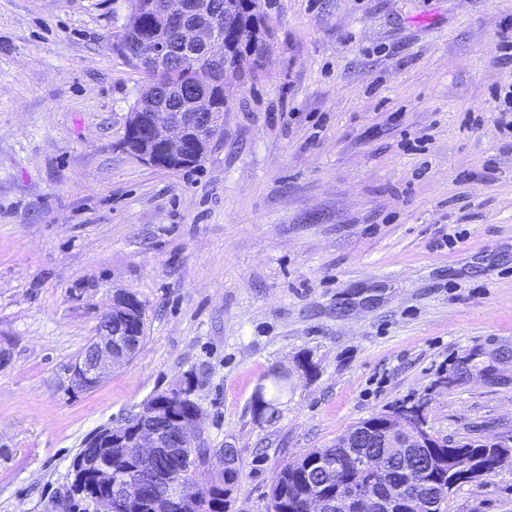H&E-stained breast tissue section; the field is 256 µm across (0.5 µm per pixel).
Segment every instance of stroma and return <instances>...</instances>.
<instances>
[{
  "mask_svg": "<svg viewBox=\"0 0 512 512\" xmlns=\"http://www.w3.org/2000/svg\"><path fill=\"white\" fill-rule=\"evenodd\" d=\"M261 7L222 142L171 171L123 146L146 82L116 46L129 0H0V512H61L86 440L187 374L206 447L238 454L230 512L403 405L512 447V0ZM116 290L146 338L77 390ZM447 512H512V469ZM288 389V375L285 372H274L270 380V390L268 394L272 395L269 399L265 398V390L261 388L257 396V403L260 410H272L274 411V402L286 392Z\"/></svg>",
  "mask_w": 512,
  "mask_h": 512,
  "instance_id": "stroma-1",
  "label": "stroma"
}]
</instances>
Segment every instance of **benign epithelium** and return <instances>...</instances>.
Instances as JSON below:
<instances>
[{
  "instance_id": "benign-epithelium-1",
  "label": "benign epithelium",
  "mask_w": 512,
  "mask_h": 512,
  "mask_svg": "<svg viewBox=\"0 0 512 512\" xmlns=\"http://www.w3.org/2000/svg\"><path fill=\"white\" fill-rule=\"evenodd\" d=\"M142 7L157 16L155 48L163 56L158 58L148 53L139 59V63L153 66L171 53L169 29L174 26L182 64L210 70H217L223 64L227 48L223 38L218 36L223 17L212 11L210 0H146ZM168 95L181 99L180 108L164 113L163 120L134 137L128 149L145 164L178 170L201 161L213 149L221 137L224 115L217 111L208 88L185 98L182 89L175 86L169 89ZM167 106L168 102L158 96L156 86L147 83L137 101L138 111L130 113L131 129H136L143 120V110ZM142 306V301L132 292L112 294V303L103 315L105 322L72 370V380L77 388L89 390L96 387L135 355L139 347ZM194 392L195 386L182 385L180 399H157L147 419L133 428L124 423L102 429L100 435L91 438L92 447L101 449L124 443L131 434V453L149 460L169 451V439L155 425V420L160 418L170 423L171 430L183 443L198 446L204 436V416L201 406L193 399ZM380 434V440L390 448L401 447L406 436L418 448L428 446L435 439L421 412L416 417L409 413L389 414L388 420L381 425ZM81 460L85 466L83 474L92 478L95 489L88 502V512H112V497L108 496L112 492V469L102 463L99 454L83 456ZM154 482L155 500L144 505L148 512H167L174 505L194 502V491L199 486L197 481L179 478L171 470L156 474ZM118 484V500L140 498L138 478L127 476L118 480ZM363 498V490L357 487L336 502V506L343 512H362L364 504L370 512H442L445 504L441 495L430 499L420 496L400 500L390 494L366 502Z\"/></svg>"
}]
</instances>
